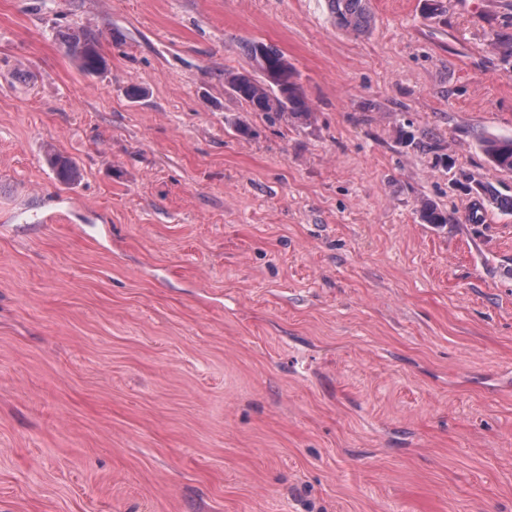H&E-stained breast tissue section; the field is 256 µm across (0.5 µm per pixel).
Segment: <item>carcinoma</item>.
I'll return each instance as SVG.
<instances>
[{
    "mask_svg": "<svg viewBox=\"0 0 512 512\" xmlns=\"http://www.w3.org/2000/svg\"><path fill=\"white\" fill-rule=\"evenodd\" d=\"M327 5L339 28L355 33L369 31L372 23L369 0H327ZM57 39L65 54L77 62L85 75L96 76L105 70L106 61L93 33L84 29L61 31ZM245 50L260 76L249 71L224 74V84L232 94L248 103L254 111L264 113L271 122L288 114H305L306 102L286 55L256 41L248 43ZM481 146L495 167L512 171V137L487 135L481 140ZM49 161L59 182L70 184L79 177L76 164L68 157L52 153ZM420 213L426 224L448 223V214L430 202L423 203Z\"/></svg>",
    "mask_w": 512,
    "mask_h": 512,
    "instance_id": "obj_1",
    "label": "carcinoma"
}]
</instances>
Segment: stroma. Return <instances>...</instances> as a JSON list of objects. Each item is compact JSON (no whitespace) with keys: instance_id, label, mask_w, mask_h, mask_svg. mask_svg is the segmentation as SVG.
<instances>
[{"instance_id":"stroma-1","label":"stroma","mask_w":512,"mask_h":512,"mask_svg":"<svg viewBox=\"0 0 512 512\" xmlns=\"http://www.w3.org/2000/svg\"><path fill=\"white\" fill-rule=\"evenodd\" d=\"M429 3L0 0V512H512V0ZM336 25L346 31L365 33L372 23L368 0H327ZM57 39L65 54L77 62L85 75L96 76L105 70L106 61L99 51L98 40L93 33L84 29L60 31ZM245 50L260 76L257 78L249 71L224 73V84L232 94L254 111L263 112L271 122L288 114L305 115L306 102L286 55L256 41L248 43ZM481 146L495 167L512 171V137L487 135L481 140ZM49 161L59 182L71 184L79 177L76 164L68 157L58 153H50Z\"/></svg>"}]
</instances>
